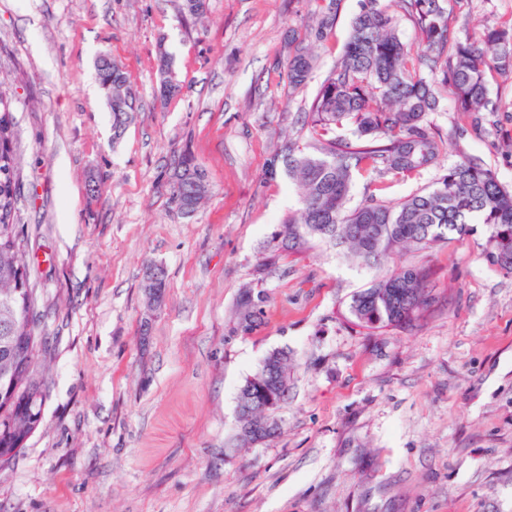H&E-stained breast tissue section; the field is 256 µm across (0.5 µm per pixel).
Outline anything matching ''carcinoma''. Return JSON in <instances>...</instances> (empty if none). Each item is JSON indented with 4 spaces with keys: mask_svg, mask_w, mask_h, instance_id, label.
Wrapping results in <instances>:
<instances>
[{
    "mask_svg": "<svg viewBox=\"0 0 512 512\" xmlns=\"http://www.w3.org/2000/svg\"><path fill=\"white\" fill-rule=\"evenodd\" d=\"M306 24L303 38L288 40V87H303L316 67L312 41L336 27L342 0H324ZM413 22L425 51L416 54L402 41L398 12ZM450 22L441 0H363L343 52L311 101L308 116L315 134L310 150L286 142L271 160L282 165L301 190V207L288 214L273 241L290 253H306L318 242L346 249L359 263L373 267L403 249L425 252L454 240L464 242L474 225L486 232L483 257L512 273V189L504 186L483 161L456 139L436 135L427 116L435 111L436 83L447 89L475 127L498 111L489 97L486 72L512 75V28L488 29L479 39L465 36L448 52ZM96 80L112 112L114 137L121 136L136 108L124 109L120 95L137 100L123 65L109 55L95 64ZM161 96L176 95L170 58L159 47ZM14 96L0 85V171L17 172L14 148ZM351 127L352 139L337 135ZM456 160L430 189L394 200L377 196L385 182L409 177L444 155ZM375 185L361 205L349 207L355 179ZM206 169L191 154L178 157L169 180L176 214L190 217L209 193ZM18 181L0 178V390L4 377H15V401L0 399V462L16 457L12 449L32 432L31 415L41 413L47 399L37 363L42 342L35 335L36 301H18L16 288L30 276L31 257L17 224ZM429 272L420 266L389 270L355 292L347 304L350 322L368 329H409L431 307ZM251 290L237 303L236 319L252 330L261 313ZM288 351H271L238 393L242 446L264 442L278 429L277 420L262 415L266 406L279 409L288 398Z\"/></svg>",
    "mask_w": 512,
    "mask_h": 512,
    "instance_id": "cac0c4a2",
    "label": "carcinoma"
}]
</instances>
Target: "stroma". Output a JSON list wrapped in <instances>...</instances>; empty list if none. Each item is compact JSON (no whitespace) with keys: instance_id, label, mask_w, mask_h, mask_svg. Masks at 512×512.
Masks as SVG:
<instances>
[{"instance_id":"obj_1","label":"stroma","mask_w":512,"mask_h":512,"mask_svg":"<svg viewBox=\"0 0 512 512\" xmlns=\"http://www.w3.org/2000/svg\"><path fill=\"white\" fill-rule=\"evenodd\" d=\"M443 5L457 37L512 26V0ZM317 7L206 0L199 20L182 0H0L48 390L41 427L0 465V512H512V274L487 264L484 235L389 259L430 271L433 302L411 330L350 323L351 295L379 268L329 244L273 251L300 193L269 161L285 136L311 144L305 106L360 4L342 0L292 93L288 38ZM162 48L181 89L167 100ZM103 54L138 92L118 140L95 90ZM487 81L499 110L482 127L444 89L428 120L512 188V77ZM186 151L210 183L190 218L167 185ZM150 263L168 281L153 312ZM247 288L262 299L249 332L235 318ZM275 349L293 366L279 430L238 447L239 388Z\"/></svg>"}]
</instances>
